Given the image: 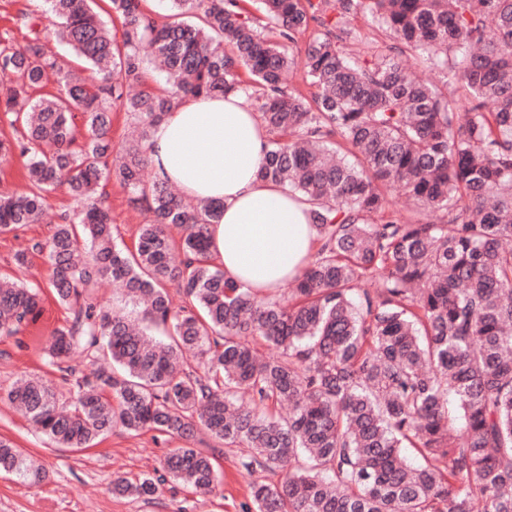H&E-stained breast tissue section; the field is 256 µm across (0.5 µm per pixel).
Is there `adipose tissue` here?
Segmentation results:
<instances>
[{"label": "adipose tissue", "instance_id": "ef3b65f1", "mask_svg": "<svg viewBox=\"0 0 512 512\" xmlns=\"http://www.w3.org/2000/svg\"><path fill=\"white\" fill-rule=\"evenodd\" d=\"M266 133L246 96L183 98L150 133L159 180L224 209L210 225L211 259L262 295L298 277L316 249L306 197L261 179Z\"/></svg>", "mask_w": 512, "mask_h": 512}]
</instances>
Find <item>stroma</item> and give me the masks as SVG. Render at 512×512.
Segmentation results:
<instances>
[{
    "mask_svg": "<svg viewBox=\"0 0 512 512\" xmlns=\"http://www.w3.org/2000/svg\"><path fill=\"white\" fill-rule=\"evenodd\" d=\"M23 10L39 15L45 35H52L55 21L47 11L45 0H0V34L8 33L14 45H25L28 32L18 18ZM105 190L115 237L133 245L145 221V211L130 204L125 188L118 181L108 182ZM74 205L66 186H57L47 195L38 223L0 235V276L47 286L49 270L41 256H31L23 267L16 265L14 256L47 239L58 214ZM69 317V311L49 296L44 301L41 317L22 337L0 336V387H9L35 375L50 382L60 401L70 400L72 379L64 378L44 351L50 332L64 325ZM0 436L13 441L46 472L45 479L36 484L0 472V512H241L242 504L250 500L251 478L238 465L241 449L224 447L203 432L197 434L194 446L214 458L218 470L216 491L199 495L169 481L149 501L114 495L112 481L119 476L135 480L153 473L161 460L180 446L179 438L162 437L153 431L130 434L117 428L94 447L58 448L35 432L4 400L0 401Z\"/></svg>",
    "mask_w": 512,
    "mask_h": 512,
    "instance_id": "1",
    "label": "stroma"
}]
</instances>
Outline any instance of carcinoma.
<instances>
[{"label":"carcinoma","mask_w":512,"mask_h":512,"mask_svg":"<svg viewBox=\"0 0 512 512\" xmlns=\"http://www.w3.org/2000/svg\"><path fill=\"white\" fill-rule=\"evenodd\" d=\"M108 2L119 43L94 0H46L95 83L48 53L31 13L25 46L0 37V122L16 132L0 158H24L30 181L23 193L0 185V234L37 223L45 194L68 186L80 206L31 247L72 315L47 355L82 348L116 371L76 381L67 406L39 378L0 400L59 447L116 428L184 441L159 473L115 479L119 496L150 499L168 478L212 493L213 459L191 446L204 430L247 449L245 512H512V0H259L258 16L242 0H166L162 23L142 0ZM151 57L166 88L130 94ZM412 59L440 79L418 78ZM293 69L311 97L286 85ZM232 89L268 135L259 176L313 206L318 247L287 298L211 262L220 204L144 181L152 127L183 96ZM117 105L140 133L114 158ZM113 178L147 214L132 249L114 236ZM393 185L424 218L390 209ZM107 280L127 288L143 326L92 301ZM40 303V288L1 281L0 335L22 333ZM259 344L274 354L259 359ZM2 471L42 478L4 438Z\"/></svg>","instance_id":"carcinoma-1"}]
</instances>
